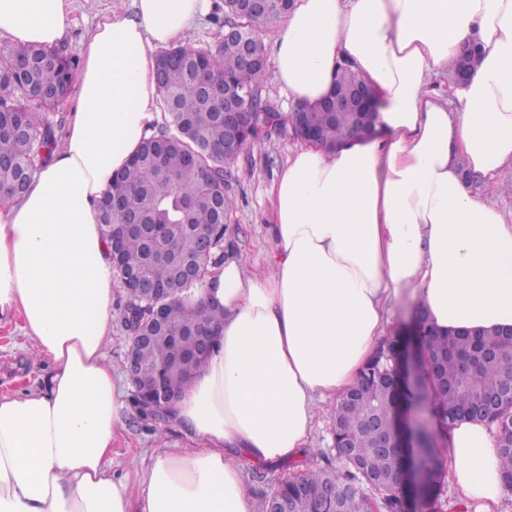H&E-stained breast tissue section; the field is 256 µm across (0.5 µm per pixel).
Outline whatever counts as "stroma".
<instances>
[{"label": "stroma", "mask_w": 512, "mask_h": 512, "mask_svg": "<svg viewBox=\"0 0 512 512\" xmlns=\"http://www.w3.org/2000/svg\"><path fill=\"white\" fill-rule=\"evenodd\" d=\"M75 25L66 47L75 58L83 56L87 31L109 8L130 10L131 0H72ZM299 140L284 132L254 140L240 155L231 170V182L237 197L235 208L226 218L232 232L233 253L243 259L248 271L264 270V257L272 247L271 210L268 191ZM122 288L112 298V333L104 348L114 372L127 374L126 354L130 336L122 322ZM19 319L0 323V395L40 387L50 365L33 361L30 342L19 329ZM124 426L112 444V474L137 489L144 471L154 457L167 448H186L190 442L174 422L153 425L142 422L132 405L121 412Z\"/></svg>", "instance_id": "1"}]
</instances>
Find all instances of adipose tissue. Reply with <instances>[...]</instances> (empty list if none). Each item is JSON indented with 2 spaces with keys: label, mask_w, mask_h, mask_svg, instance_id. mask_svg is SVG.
I'll use <instances>...</instances> for the list:
<instances>
[{
  "label": "adipose tissue",
  "mask_w": 512,
  "mask_h": 512,
  "mask_svg": "<svg viewBox=\"0 0 512 512\" xmlns=\"http://www.w3.org/2000/svg\"><path fill=\"white\" fill-rule=\"evenodd\" d=\"M209 6L104 14L60 146L0 204V321L21 317L52 363L44 388L0 396V512H252L246 465L300 456L320 404L358 382L391 302L412 298L443 334L512 327V215L487 197L512 162V0H295L275 26L273 80L313 104L350 66L374 93L376 132L289 154L267 273L230 255L186 298L224 314L173 404L191 447L156 456L138 492L113 479L126 393L104 355L116 272L98 203L161 120L158 50L186 44ZM71 27L67 0H0L1 45L55 47ZM472 43L476 69L437 92ZM447 444L460 501L498 512L494 436L462 421Z\"/></svg>",
  "instance_id": "adipose-tissue-1"
}]
</instances>
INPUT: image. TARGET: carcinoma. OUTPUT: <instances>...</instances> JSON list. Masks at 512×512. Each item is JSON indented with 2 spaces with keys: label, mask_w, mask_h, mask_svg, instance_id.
Returning <instances> with one entry per match:
<instances>
[{
  "label": "carcinoma",
  "mask_w": 512,
  "mask_h": 512,
  "mask_svg": "<svg viewBox=\"0 0 512 512\" xmlns=\"http://www.w3.org/2000/svg\"><path fill=\"white\" fill-rule=\"evenodd\" d=\"M292 0H224L225 23L239 28L237 39H222L208 48L172 46L160 52L164 60L156 79L166 114L159 132L140 147L131 165L113 181L100 206V224L107 240L112 227L130 224L114 258L119 277L139 272L142 287L124 284L122 319L137 344L132 371L134 404L144 420L161 423L146 393L161 390L174 395L202 365L194 355L198 332L219 325V312L189 307L184 293L192 284L183 279L178 259L191 257L201 266L224 261L226 227L217 223L213 202L229 214L235 205L231 168L248 144L289 126L301 125L302 106L283 114L263 96L270 76L264 33L288 12ZM78 63L61 45L54 49L31 46L0 47V186L16 196L22 170L34 172L47 162L59 144L58 124L50 112L67 97ZM219 83L227 89L224 109L247 113L252 122L242 147L224 149V120L215 117L201 85ZM319 145L333 149L351 134L368 130L357 112L315 108L311 112ZM162 284L166 294L150 297L149 288ZM418 341L427 362L448 357V387L428 388L432 426L419 431L421 453L431 468L429 500L441 498L447 478L438 448L448 427L463 420L485 423L494 433L504 476H512V405L504 404L491 417L482 415V398L512 378V336L489 332L482 336L441 334L426 319L418 322ZM405 336L397 330L375 349L357 385L337 402L332 412L341 448L335 466L319 450L301 461V469L257 499L254 512H403L402 470L408 449L377 447L370 421L395 424L398 407L420 405L410 388L393 389L398 375V352Z\"/></svg>",
  "instance_id": "cac0c4a2"
}]
</instances>
